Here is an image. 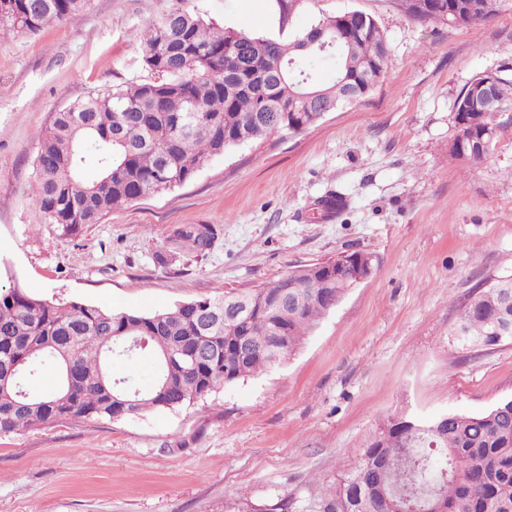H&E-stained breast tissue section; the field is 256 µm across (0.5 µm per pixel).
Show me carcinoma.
Segmentation results:
<instances>
[{"instance_id": "1", "label": "carcinoma", "mask_w": 512, "mask_h": 512, "mask_svg": "<svg viewBox=\"0 0 512 512\" xmlns=\"http://www.w3.org/2000/svg\"><path fill=\"white\" fill-rule=\"evenodd\" d=\"M90 0H0V34H33L52 22H71ZM406 12L423 20L453 21L437 5ZM469 0H454L462 24L475 26L495 10L468 16ZM336 38L321 49L312 36ZM141 62L157 79L115 85L90 93L55 114L41 138L31 186L46 224L73 234L99 224L112 210L191 181L210 159L229 148L295 134L324 113L309 98L322 94L331 110L366 98L390 62L388 40L363 12L338 13L313 22L288 40L260 36L246 27L217 26L177 2L146 23ZM334 56L329 82L317 79L316 60ZM457 134L451 154L462 157L471 140L497 131L493 114L452 109ZM214 231L186 224L168 238L166 251L202 252ZM328 260L299 267L248 291L178 304L152 314L114 311L78 302H53L18 287L0 289V434L16 433L70 418L118 417L122 402L132 415L179 409L204 401L242 378L268 372L285 360L330 312L324 296H342L352 282H327ZM288 284L296 310L283 317L256 310L224 318V302L257 304L271 286ZM217 314L207 326L202 315ZM512 318V280H496L463 306L468 330L459 348L505 342L496 323ZM244 336L253 354L238 357ZM149 351L156 376L147 389L112 374V360ZM58 379L73 372V387L57 385L37 395L29 383L43 372ZM414 414L389 420L360 454L354 470L324 500L323 512H512V399L478 414L448 413L435 432Z\"/></svg>"}]
</instances>
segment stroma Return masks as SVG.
<instances>
[{
  "label": "stroma",
  "instance_id": "35a3bbf8",
  "mask_svg": "<svg viewBox=\"0 0 512 512\" xmlns=\"http://www.w3.org/2000/svg\"><path fill=\"white\" fill-rule=\"evenodd\" d=\"M176 0H91L74 23L0 38V286L154 313L258 286L345 252L373 255L279 367L207 402L0 435V512H322L387 420L476 413L512 398V341L452 345L474 290L512 275V108L485 161L451 156L454 99L512 68V0L474 27L418 21L402 0H186L221 26L288 39L348 10L385 33L389 67L361 102L212 159L182 186L62 234L30 186L53 115L90 92L152 80L138 34ZM346 207L324 217L329 193ZM185 224L212 247L170 254Z\"/></svg>",
  "mask_w": 512,
  "mask_h": 512
}]
</instances>
